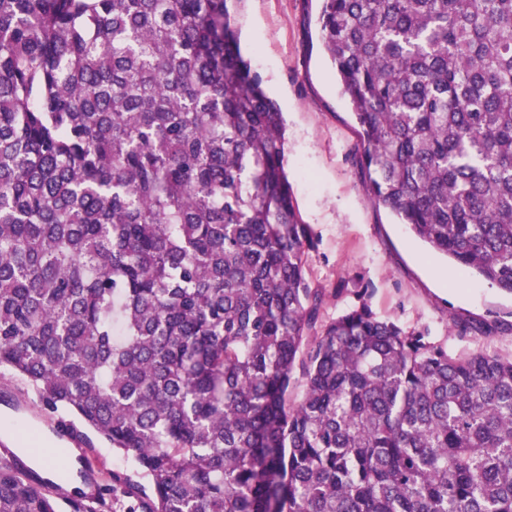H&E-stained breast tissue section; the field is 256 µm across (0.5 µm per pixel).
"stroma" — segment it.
<instances>
[{
    "label": "stroma",
    "instance_id": "stroma-1",
    "mask_svg": "<svg viewBox=\"0 0 512 512\" xmlns=\"http://www.w3.org/2000/svg\"><path fill=\"white\" fill-rule=\"evenodd\" d=\"M228 7L245 58L285 118V169L313 238L306 277L324 294L318 325L364 296L379 319L425 332L451 353L512 356V295L429 250L373 199L359 163L358 126L322 47L320 0H229ZM1 419L35 437L59 429L6 371L0 373ZM69 445L88 456L98 477L136 470L99 438Z\"/></svg>",
    "mask_w": 512,
    "mask_h": 512
}]
</instances>
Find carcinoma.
Here are the masks:
<instances>
[{"instance_id":"cac0c4a2","label":"carcinoma","mask_w":512,"mask_h":512,"mask_svg":"<svg viewBox=\"0 0 512 512\" xmlns=\"http://www.w3.org/2000/svg\"><path fill=\"white\" fill-rule=\"evenodd\" d=\"M229 0H0V368L132 459L70 512H512V357L310 336ZM376 202L512 294V0H322ZM304 396L289 399L296 370ZM0 512H58L0 456Z\"/></svg>"}]
</instances>
